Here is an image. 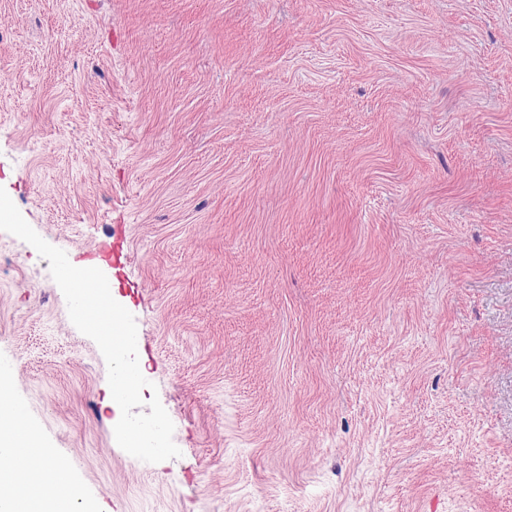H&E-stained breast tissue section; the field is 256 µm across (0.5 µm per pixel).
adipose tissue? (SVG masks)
<instances>
[{"label": "adipose tissue", "instance_id": "obj_1", "mask_svg": "<svg viewBox=\"0 0 512 512\" xmlns=\"http://www.w3.org/2000/svg\"><path fill=\"white\" fill-rule=\"evenodd\" d=\"M29 453L33 469L25 473L12 468L0 469V512H66V506L76 491L66 487L57 499L56 506H49L40 493L38 477L47 471L53 459L51 449L42 447L35 431L22 423L17 410L0 412V456L14 457Z\"/></svg>", "mask_w": 512, "mask_h": 512}]
</instances>
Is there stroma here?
I'll list each match as a JSON object with an SVG mask.
<instances>
[{
  "instance_id": "35a3bbf8",
  "label": "stroma",
  "mask_w": 512,
  "mask_h": 512,
  "mask_svg": "<svg viewBox=\"0 0 512 512\" xmlns=\"http://www.w3.org/2000/svg\"><path fill=\"white\" fill-rule=\"evenodd\" d=\"M0 186L99 268L179 458L0 232L71 512H512V0H0Z\"/></svg>"
}]
</instances>
